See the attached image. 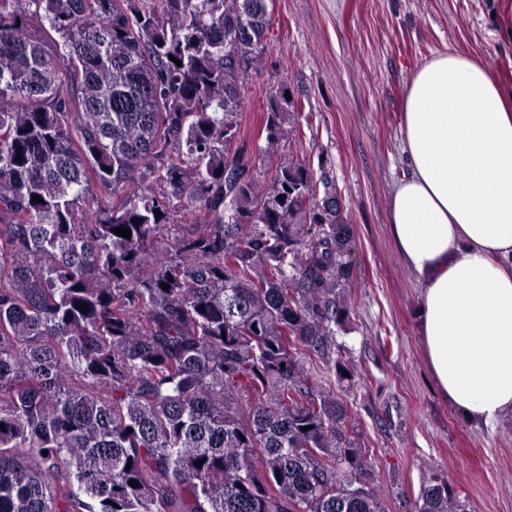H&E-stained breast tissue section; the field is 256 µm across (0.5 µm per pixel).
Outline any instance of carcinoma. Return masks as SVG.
<instances>
[{
  "mask_svg": "<svg viewBox=\"0 0 512 512\" xmlns=\"http://www.w3.org/2000/svg\"><path fill=\"white\" fill-rule=\"evenodd\" d=\"M269 3L0 0V512H386L305 366L352 314L341 192L238 147ZM416 512L467 508L431 473Z\"/></svg>",
  "mask_w": 512,
  "mask_h": 512,
  "instance_id": "carcinoma-1",
  "label": "carcinoma"
}]
</instances>
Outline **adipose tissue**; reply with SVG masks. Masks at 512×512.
<instances>
[{
	"mask_svg": "<svg viewBox=\"0 0 512 512\" xmlns=\"http://www.w3.org/2000/svg\"><path fill=\"white\" fill-rule=\"evenodd\" d=\"M401 154L390 231L435 385L469 419H512V95L470 55H434L406 88Z\"/></svg>",
	"mask_w": 512,
	"mask_h": 512,
	"instance_id": "ef3b65f1",
	"label": "adipose tissue"
}]
</instances>
